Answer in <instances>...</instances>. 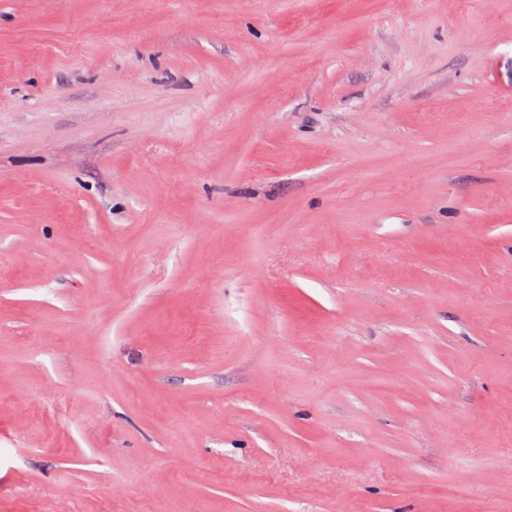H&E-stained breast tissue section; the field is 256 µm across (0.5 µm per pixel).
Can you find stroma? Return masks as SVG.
<instances>
[{
  "label": "stroma",
  "mask_w": 512,
  "mask_h": 512,
  "mask_svg": "<svg viewBox=\"0 0 512 512\" xmlns=\"http://www.w3.org/2000/svg\"><path fill=\"white\" fill-rule=\"evenodd\" d=\"M0 512H512V0H0Z\"/></svg>",
  "instance_id": "stroma-1"
}]
</instances>
